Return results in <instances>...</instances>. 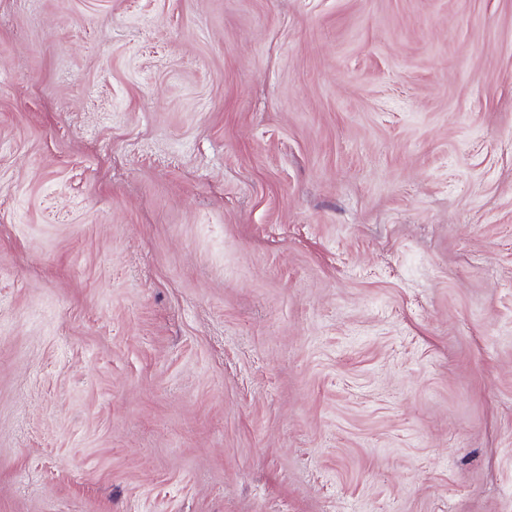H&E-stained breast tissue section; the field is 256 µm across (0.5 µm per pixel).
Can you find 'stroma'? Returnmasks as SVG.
Listing matches in <instances>:
<instances>
[{
  "label": "stroma",
  "mask_w": 512,
  "mask_h": 512,
  "mask_svg": "<svg viewBox=\"0 0 512 512\" xmlns=\"http://www.w3.org/2000/svg\"><path fill=\"white\" fill-rule=\"evenodd\" d=\"M0 512H512V0H0Z\"/></svg>",
  "instance_id": "35a3bbf8"
}]
</instances>
